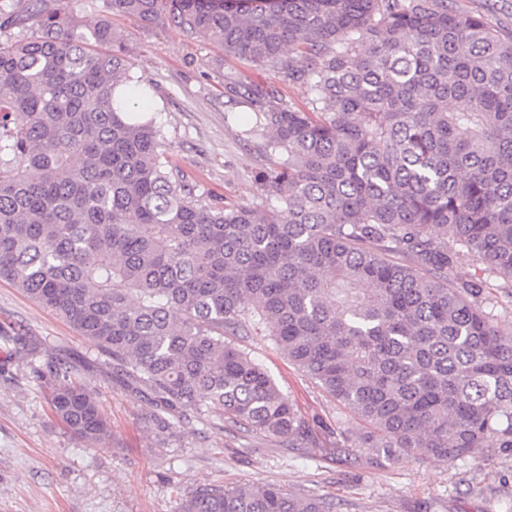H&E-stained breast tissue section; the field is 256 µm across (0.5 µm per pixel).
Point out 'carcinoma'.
Instances as JSON below:
<instances>
[{
    "label": "carcinoma",
    "instance_id": "1",
    "mask_svg": "<svg viewBox=\"0 0 512 512\" xmlns=\"http://www.w3.org/2000/svg\"><path fill=\"white\" fill-rule=\"evenodd\" d=\"M0 0V279L95 341L157 428L212 410L320 447L261 363V335L363 424L336 451L512 455V30L448 0ZM122 16L173 25L305 84V108L224 75L271 160L263 202L201 200L169 169ZM82 148L75 163L70 146ZM466 260L483 276L463 279ZM56 420L110 436L55 367ZM325 496L198 487L178 512H335ZM489 291L485 295L487 311H491L499 331L505 336H512V299L505 298L496 288H490Z\"/></svg>",
    "mask_w": 512,
    "mask_h": 512
}]
</instances>
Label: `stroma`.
<instances>
[{
  "label": "stroma",
  "mask_w": 512,
  "mask_h": 512,
  "mask_svg": "<svg viewBox=\"0 0 512 512\" xmlns=\"http://www.w3.org/2000/svg\"><path fill=\"white\" fill-rule=\"evenodd\" d=\"M114 24L127 35L136 73L156 85L172 167L195 195L260 204L253 175L265 160L246 135L254 117L230 111L220 74L276 86L296 107L307 105L308 87L281 83L267 68L173 26L144 28L122 17ZM234 342L271 373L323 447L285 448L243 435L217 413L160 432L92 340L0 280V512H177L190 489L245 484L324 495L336 512H497L498 503L512 500L511 455L449 463L379 461L371 448L335 454L337 433L357 435L361 422L268 339ZM58 363L95 396L110 425L105 444L78 442L53 417L48 381Z\"/></svg>",
  "instance_id": "1"
}]
</instances>
